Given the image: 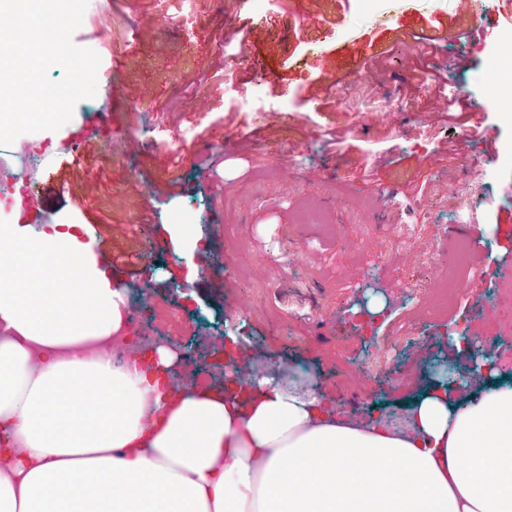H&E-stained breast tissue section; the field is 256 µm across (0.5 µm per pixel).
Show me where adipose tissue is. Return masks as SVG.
I'll list each match as a JSON object with an SVG mask.
<instances>
[{"instance_id": "ef3b65f1", "label": "adipose tissue", "mask_w": 512, "mask_h": 512, "mask_svg": "<svg viewBox=\"0 0 512 512\" xmlns=\"http://www.w3.org/2000/svg\"><path fill=\"white\" fill-rule=\"evenodd\" d=\"M0 512H512V376L425 382L409 426L275 378L178 385L126 359L128 307L89 224H0Z\"/></svg>"}]
</instances>
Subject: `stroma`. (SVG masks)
Here are the masks:
<instances>
[{"label": "stroma", "mask_w": 512, "mask_h": 512, "mask_svg": "<svg viewBox=\"0 0 512 512\" xmlns=\"http://www.w3.org/2000/svg\"><path fill=\"white\" fill-rule=\"evenodd\" d=\"M323 11L312 36L296 30L291 15L249 10L254 23L275 20L255 45L269 72L266 98L287 105L284 118L257 126L247 105L230 106L223 92L193 75L232 64L238 83L255 80L224 52L223 9L204 16L186 0H112L116 43L127 56L124 78L114 91L98 88L76 105L65 140L77 149L59 151L52 163L74 194L58 196L36 182L41 208L14 219L33 227L96 225L119 259L150 241L148 278L128 288V308L139 318L138 336L195 344L196 358L180 366L182 384L220 381L224 367L211 354L212 336L230 327L241 347L298 368L338 409L365 419L377 394L402 404L417 391L454 321L489 340L501 370L512 373V301L496 298L512 277V252H503L512 249V237L499 228L512 209V167L500 160L512 150V88L501 87L487 65L498 45L512 40V26L481 42L447 43L433 59L439 65L463 51L471 55L467 67L443 77L449 91L469 86L470 101L486 105L484 125L496 140V155L487 160L482 142L469 127L445 120L427 90L412 112L385 100V92L410 82L408 60H376L370 70L338 77L328 106L309 107L303 96L314 81L305 67L309 55L345 54L393 19L455 20L459 0H327ZM369 111L389 113V126L360 129ZM230 125L243 135L223 139L226 163L204 179L183 156L196 153L208 132ZM327 130L335 131L336 148L325 146ZM451 142L458 159L452 169L431 172L425 197L400 192L418 157ZM155 149L179 157L180 186L147 167ZM391 156L400 162L380 168L379 185L355 184L365 161ZM206 180L211 189H203ZM116 193L126 197L125 207H114ZM179 213L192 219L196 251L169 241L166 229ZM470 236L480 271L466 275L453 260L458 241ZM434 269L446 272L453 303L427 293ZM145 284L162 309L154 319L144 316ZM362 297L388 308L374 342L368 331L341 323Z\"/></svg>", "instance_id": "1"}]
</instances>
